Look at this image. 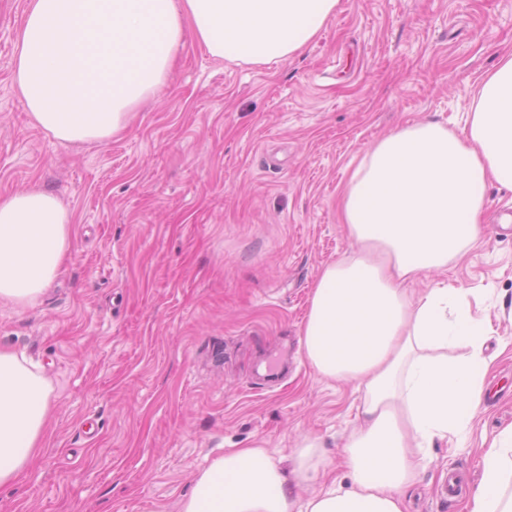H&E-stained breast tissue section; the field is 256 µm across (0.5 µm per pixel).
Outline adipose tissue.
Returning a JSON list of instances; mask_svg holds the SVG:
<instances>
[{"label":"adipose tissue","mask_w":512,"mask_h":512,"mask_svg":"<svg viewBox=\"0 0 512 512\" xmlns=\"http://www.w3.org/2000/svg\"><path fill=\"white\" fill-rule=\"evenodd\" d=\"M340 0H31L14 83L33 124L61 144L120 138L133 110L168 88L187 34L210 55L265 64L303 52ZM512 191V54L476 89L460 131L430 121L376 141L339 201L360 246L314 284L300 343L323 376L355 382L358 429L341 465L351 484L316 490L315 438L281 469L264 448H237L194 481L181 512H405V489L434 439L484 409L488 331L463 289L422 275L446 270L482 236L489 183ZM71 214L52 192L0 197V303L37 305L71 248ZM50 383L24 354L0 350V487L34 458ZM465 512H512V426L484 448ZM310 486L306 496L298 488Z\"/></svg>","instance_id":"adipose-tissue-1"}]
</instances>
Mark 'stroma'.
Wrapping results in <instances>:
<instances>
[{"label": "stroma", "mask_w": 512, "mask_h": 512, "mask_svg": "<svg viewBox=\"0 0 512 512\" xmlns=\"http://www.w3.org/2000/svg\"><path fill=\"white\" fill-rule=\"evenodd\" d=\"M29 0H0V196L54 192L71 249L36 307L0 306V349L49 378L34 461L0 512H181L231 448L288 456L320 438L338 460L357 425L351 383L300 346L322 269L354 256L340 194L371 146L426 121L462 127L512 52V0H340L288 61L211 56L188 38L170 85L106 144H60L13 82ZM480 242L448 268L489 323L485 409L406 491L407 512H463L479 450L512 425V192L489 185ZM293 344L273 387L259 363ZM454 471L461 496L440 497Z\"/></svg>", "instance_id": "stroma-1"}]
</instances>
